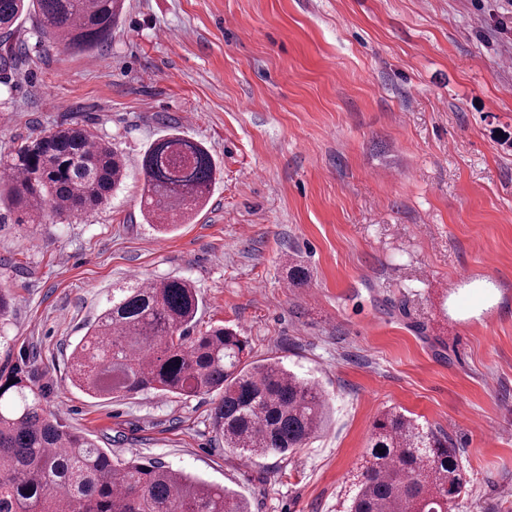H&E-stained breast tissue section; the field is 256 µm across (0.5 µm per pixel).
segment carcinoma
<instances>
[{
	"label": "carcinoma",
	"instance_id": "cac0c4a2",
	"mask_svg": "<svg viewBox=\"0 0 512 512\" xmlns=\"http://www.w3.org/2000/svg\"><path fill=\"white\" fill-rule=\"evenodd\" d=\"M125 0H0V47L29 60L14 37L33 18L49 45L91 55L112 35ZM141 208L167 234L210 197L209 150L171 130L143 153ZM127 177L111 141L79 123L27 138L0 160V202L19 223L78 215L105 204ZM201 299L190 282L137 279L112 299L71 353L72 385L97 399L154 391L217 392L214 425L224 447L254 460L284 454L321 432L322 390L275 359H249L247 338L214 326L194 332ZM26 361L0 369V512H248L245 497L160 462L112 455L46 412ZM465 487L448 437L396 409L374 421L347 512H448Z\"/></svg>",
	"mask_w": 512,
	"mask_h": 512
}]
</instances>
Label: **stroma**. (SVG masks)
I'll use <instances>...</instances> for the list:
<instances>
[{
  "mask_svg": "<svg viewBox=\"0 0 512 512\" xmlns=\"http://www.w3.org/2000/svg\"><path fill=\"white\" fill-rule=\"evenodd\" d=\"M19 37L32 61L0 66V156L79 122L129 175L77 216L0 209V367L26 359L46 411L112 456L227 486L251 512H342L391 407L459 453L451 512H512V0H126L93 55L45 47L30 22ZM173 128L219 173L162 235L137 163ZM164 277L197 289L199 330L230 327L252 359L316 381L329 429L244 464L214 427L218 394L71 386L113 288Z\"/></svg>",
  "mask_w": 512,
  "mask_h": 512,
  "instance_id": "35a3bbf8",
  "label": "stroma"
}]
</instances>
